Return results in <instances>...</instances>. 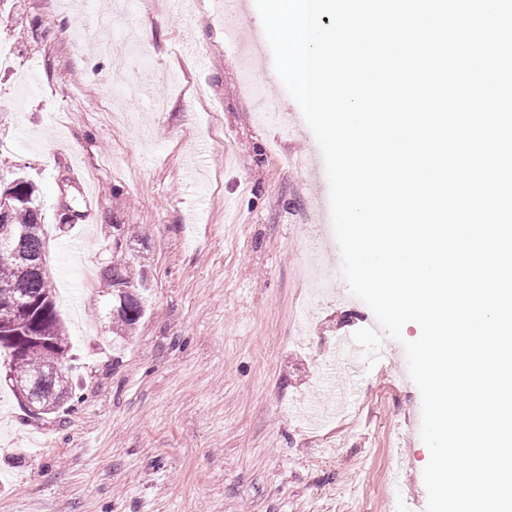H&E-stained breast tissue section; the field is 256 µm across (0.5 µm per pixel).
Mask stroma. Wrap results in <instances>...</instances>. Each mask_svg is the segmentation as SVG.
<instances>
[{"label": "stroma", "mask_w": 512, "mask_h": 512, "mask_svg": "<svg viewBox=\"0 0 512 512\" xmlns=\"http://www.w3.org/2000/svg\"><path fill=\"white\" fill-rule=\"evenodd\" d=\"M215 0L116 20L141 35L74 49L60 0H0V183H35L46 266L77 379L32 418L0 381V512H425L429 451L402 342L362 375L329 347L373 322L345 279L312 298L304 265L340 263L313 186L311 130L276 73L224 39ZM169 72V108L149 91ZM97 80H90V73ZM133 86L137 126L108 121L104 83ZM276 107L257 110L259 99ZM147 313L112 342L113 225ZM79 253H71V242ZM404 497L385 489L391 458Z\"/></svg>", "instance_id": "35a3bbf8"}]
</instances>
